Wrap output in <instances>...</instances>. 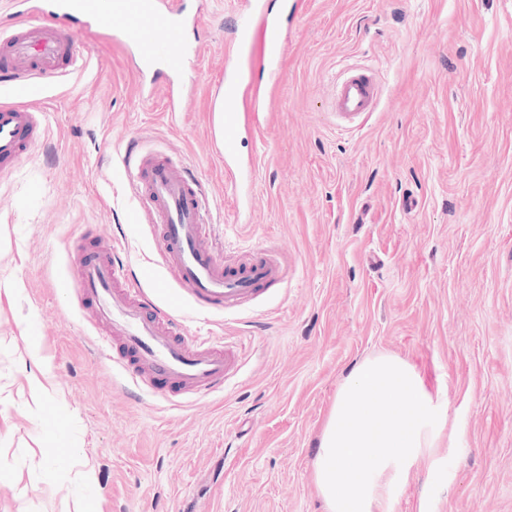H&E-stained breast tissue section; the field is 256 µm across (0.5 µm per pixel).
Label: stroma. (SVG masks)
Here are the masks:
<instances>
[{
    "instance_id": "stroma-1",
    "label": "stroma",
    "mask_w": 512,
    "mask_h": 512,
    "mask_svg": "<svg viewBox=\"0 0 512 512\" xmlns=\"http://www.w3.org/2000/svg\"><path fill=\"white\" fill-rule=\"evenodd\" d=\"M288 28L277 85L246 56L238 155L213 130L237 0H203L194 88L141 92L130 50L81 29L79 74L27 102L45 135L0 169V512H326L311 461L359 360L398 355L461 432L441 473H412L395 512H512V0H262ZM371 69L374 112L337 127L339 73ZM144 140L187 164L228 250L278 249L285 281L232 314L173 305L187 335L241 369L190 404L134 392L103 363L66 286L74 241L117 240L142 288L163 269L123 157ZM53 366L35 405L30 349ZM66 434L57 436L56 418ZM96 473L88 484L81 466Z\"/></svg>"
}]
</instances>
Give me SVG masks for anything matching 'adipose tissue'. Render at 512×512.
Masks as SVG:
<instances>
[{"mask_svg":"<svg viewBox=\"0 0 512 512\" xmlns=\"http://www.w3.org/2000/svg\"><path fill=\"white\" fill-rule=\"evenodd\" d=\"M455 437L414 365L392 354L359 361L336 391L312 463L327 512H394L417 463L438 471L437 450Z\"/></svg>","mask_w":512,"mask_h":512,"instance_id":"adipose-tissue-1","label":"adipose tissue"}]
</instances>
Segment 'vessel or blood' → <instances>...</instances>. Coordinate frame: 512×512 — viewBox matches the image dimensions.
<instances>
[{
	"label": "vessel or blood",
	"instance_id": "vessel-or-blood-1",
	"mask_svg": "<svg viewBox=\"0 0 512 512\" xmlns=\"http://www.w3.org/2000/svg\"><path fill=\"white\" fill-rule=\"evenodd\" d=\"M238 34L224 50L225 159L238 154L245 114L237 110L243 78L237 64L239 45L260 38L267 55V80L281 79L280 58L288 38L261 0H239ZM202 12L193 0H9L10 23L0 27V84L23 95L49 79L63 78L81 66L76 26H90L113 41L135 49L144 89L157 78L167 85L165 109H182L186 75L200 55L188 40ZM374 77L350 74L336 84L333 107L338 116H363L377 107ZM44 128L29 106L0 104V163L21 159ZM139 189V204L153 226L156 251L165 272L180 286L179 296L214 311L238 312L252 305L286 275L276 252L249 249L237 259L219 248L205 230L208 199L187 166L130 142L124 156ZM67 284L79 304L91 305L101 359L125 374L142 392L169 390L186 402L223 389L241 368L235 348L181 332L174 318L144 289L130 286V268L111 253L74 246Z\"/></svg>",
	"mask_w": 512,
	"mask_h": 512
}]
</instances>
